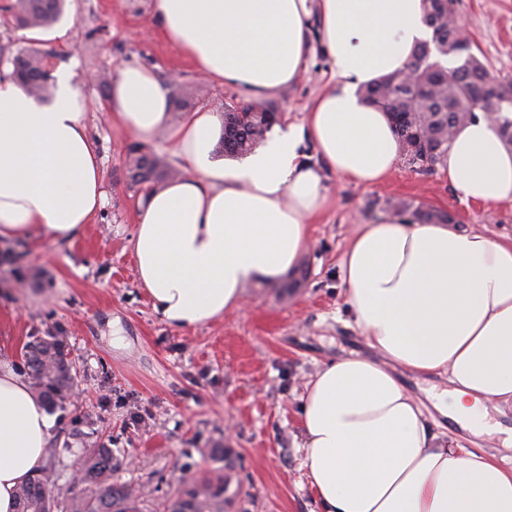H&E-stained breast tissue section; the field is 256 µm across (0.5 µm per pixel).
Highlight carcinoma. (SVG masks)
<instances>
[{
  "label": "carcinoma",
  "instance_id": "obj_1",
  "mask_svg": "<svg viewBox=\"0 0 512 512\" xmlns=\"http://www.w3.org/2000/svg\"><path fill=\"white\" fill-rule=\"evenodd\" d=\"M65 0H14L15 25L22 29L48 28L62 16ZM424 21L431 42L421 43L399 71L366 86L364 98L386 112L408 164L432 171L443 164L455 133L477 112L493 120L503 144L512 147V81L501 80L471 51L455 24L454 0H430ZM10 77L43 99L53 96L54 77L46 70L47 55L32 46L18 50ZM277 108L258 101L230 104L224 109L222 149L227 157H243L262 143L278 122ZM126 171L131 187L149 195L178 175L164 157L129 147ZM413 215L425 224H452L451 214L419 207ZM64 336L50 335L27 343L22 369L36 390L59 397L74 383L66 360ZM81 480L94 486L84 495L55 498L48 479L38 474L15 490L16 512H141L140 495L126 485H112L107 477L116 467L112 453L87 448L77 459ZM224 478L182 481L167 512H224L230 504Z\"/></svg>",
  "mask_w": 512,
  "mask_h": 512
}]
</instances>
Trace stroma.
Returning a JSON list of instances; mask_svg holds the SVG:
<instances>
[{
    "mask_svg": "<svg viewBox=\"0 0 512 512\" xmlns=\"http://www.w3.org/2000/svg\"><path fill=\"white\" fill-rule=\"evenodd\" d=\"M152 0H67L39 46L55 68L74 75L86 123L101 158L104 206L72 240L0 242V365L15 368L23 346L56 332L68 339L77 370L48 415L54 426L42 468L59 498L86 493L75 477L85 448H107L117 461L109 480L146 493L143 512H163L180 481L222 475L226 512H321L301 443V398L326 362L369 354L344 304L340 262L358 225L406 201L451 214L459 229L512 237V204L460 201L443 170L399 161L376 185L325 171L330 203L310 227L296 268L306 280L288 299L254 282L242 306L224 318L180 329L165 323L137 280L132 239L142 194L125 168L133 143L112 122L90 73L127 63L152 67L173 100L196 94L173 121L199 108L245 103L239 89L207 80L152 23ZM473 53L512 80V0H455ZM322 52L274 100L285 123H304L330 82ZM121 344H113V328Z\"/></svg>",
    "mask_w": 512,
    "mask_h": 512,
    "instance_id": "obj_1",
    "label": "stroma"
}]
</instances>
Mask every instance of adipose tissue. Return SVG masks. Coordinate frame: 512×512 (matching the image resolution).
Wrapping results in <instances>:
<instances>
[{
  "label": "adipose tissue",
  "instance_id": "ef3b65f1",
  "mask_svg": "<svg viewBox=\"0 0 512 512\" xmlns=\"http://www.w3.org/2000/svg\"><path fill=\"white\" fill-rule=\"evenodd\" d=\"M425 0H154L153 23L211 79L255 99L295 82L315 48L334 82L304 124L275 127L243 162L215 153L222 113L171 120L155 71L126 64L109 109L139 141L165 133L184 173L151 193L132 248L138 278L169 325L194 328L239 308L250 283L280 279L308 243L328 197L330 169L382 182L401 148L386 112L362 86L402 68L429 40ZM311 140L323 160L299 151ZM464 202L512 203V151L476 114L442 165ZM105 202L100 160L73 77L51 102L0 80V240L77 236ZM347 309L374 354L326 363L306 388L301 435L322 512H512V468L458 441H441L395 375L446 374L434 408L462 430L497 435L512 405V238L422 224L390 211L359 225L342 262ZM52 421L24 379L0 370V512L44 465Z\"/></svg>",
  "mask_w": 512,
  "mask_h": 512
}]
</instances>
